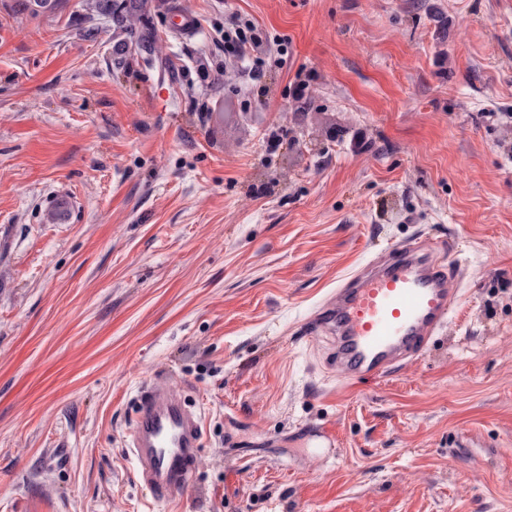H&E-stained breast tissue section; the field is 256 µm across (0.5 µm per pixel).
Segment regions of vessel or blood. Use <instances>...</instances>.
<instances>
[{"label":"vessel or blood","instance_id":"b4317fda","mask_svg":"<svg viewBox=\"0 0 512 512\" xmlns=\"http://www.w3.org/2000/svg\"><path fill=\"white\" fill-rule=\"evenodd\" d=\"M459 279V269L409 242L395 246L387 263L349 280L336 303L314 318L336 331L337 374L350 383L377 379L419 356L456 310ZM130 436L139 482L162 497L193 483L201 420L166 384L141 390Z\"/></svg>","mask_w":512,"mask_h":512}]
</instances>
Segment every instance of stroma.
I'll return each instance as SVG.
<instances>
[{"mask_svg":"<svg viewBox=\"0 0 512 512\" xmlns=\"http://www.w3.org/2000/svg\"><path fill=\"white\" fill-rule=\"evenodd\" d=\"M20 2L0 0V512H512V0H149L131 34L87 0ZM233 11L288 40L248 102ZM414 238L460 266L461 310L418 360L342 382L305 324ZM155 380L205 429L168 502L127 448Z\"/></svg>","mask_w":512,"mask_h":512,"instance_id":"stroma-1","label":"stroma"}]
</instances>
